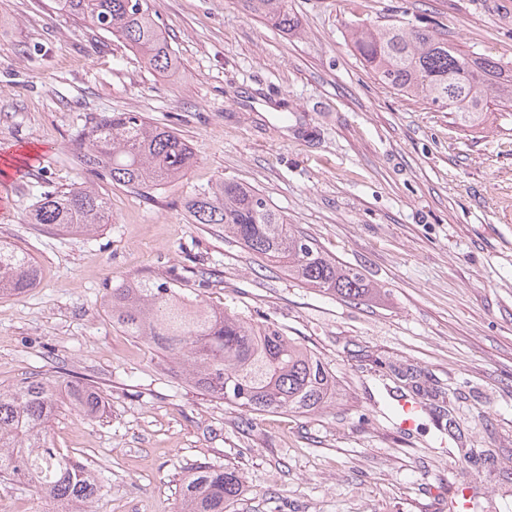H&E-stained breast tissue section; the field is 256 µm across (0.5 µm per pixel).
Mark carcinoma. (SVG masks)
I'll return each mask as SVG.
<instances>
[{
  "label": "carcinoma",
  "instance_id": "carcinoma-1",
  "mask_svg": "<svg viewBox=\"0 0 512 512\" xmlns=\"http://www.w3.org/2000/svg\"><path fill=\"white\" fill-rule=\"evenodd\" d=\"M246 10L286 30L294 26L286 0H243ZM57 10L122 40L157 72L176 58L159 30L149 0H56ZM353 47L378 81L407 96L423 97L456 113L472 127L489 103L512 102V75L488 57L474 56L434 28L376 25L357 20ZM81 163L96 175L136 190L185 175L190 147L173 131L139 112L101 115L77 144ZM195 224H219L248 251L288 268L300 282L358 300L371 285L364 274L327 256L257 190L224 179L188 204ZM106 201L91 187L45 191L27 214L29 224H55L91 233L108 223ZM38 267L0 242V293L20 294L34 284ZM112 322L130 336L157 345L195 386L250 413H315L336 394V377L312 350L272 323H255L236 311L206 307L194 292L171 281L137 280L107 293ZM69 404L86 419L103 413L105 400L80 383L57 388L40 379L0 391V478L31 487L71 512L106 493L101 474L69 452L50 446L58 406ZM238 470L203 463L182 484L179 512H227L242 492Z\"/></svg>",
  "mask_w": 512,
  "mask_h": 512
}]
</instances>
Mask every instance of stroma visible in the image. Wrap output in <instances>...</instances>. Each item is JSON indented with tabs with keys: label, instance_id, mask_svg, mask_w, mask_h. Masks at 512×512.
<instances>
[{
	"label": "stroma",
	"instance_id": "obj_1",
	"mask_svg": "<svg viewBox=\"0 0 512 512\" xmlns=\"http://www.w3.org/2000/svg\"><path fill=\"white\" fill-rule=\"evenodd\" d=\"M150 4L169 73L53 0H0V241L40 269L0 295V390L37 377L105 397L102 418L64 407L50 426L107 480L91 512H177L200 462L240 470L230 512H448L462 483L485 512H512V107L461 126L381 84L348 38L358 19L429 26L512 71V0H288L287 32L242 0ZM105 112L174 130L194 165L144 192L87 172L75 142ZM221 179L257 189L373 292L304 285L192 223L189 201ZM80 185L108 224L26 223L42 191ZM138 278L282 328L330 365L335 399L253 414L211 397L113 325L105 294ZM415 382L428 409L397 429L389 408Z\"/></svg>",
	"mask_w": 512,
	"mask_h": 512
}]
</instances>
